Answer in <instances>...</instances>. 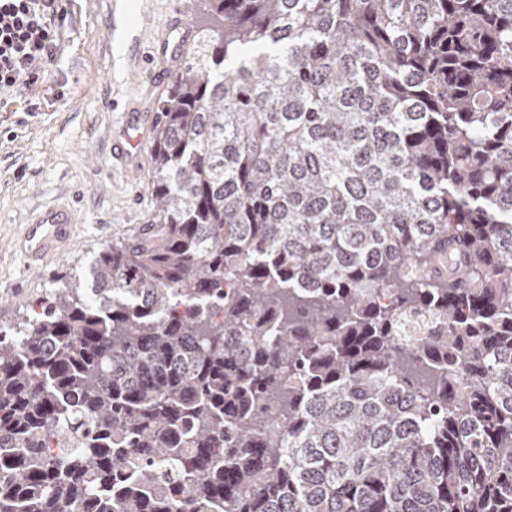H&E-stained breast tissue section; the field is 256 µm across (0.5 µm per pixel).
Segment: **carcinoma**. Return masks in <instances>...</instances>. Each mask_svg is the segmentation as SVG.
I'll use <instances>...</instances> for the list:
<instances>
[{
    "label": "carcinoma",
    "instance_id": "obj_1",
    "mask_svg": "<svg viewBox=\"0 0 512 512\" xmlns=\"http://www.w3.org/2000/svg\"><path fill=\"white\" fill-rule=\"evenodd\" d=\"M192 25L152 222L0 325V512H512V0Z\"/></svg>",
    "mask_w": 512,
    "mask_h": 512
}]
</instances>
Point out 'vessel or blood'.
I'll return each mask as SVG.
<instances>
[{
  "label": "vessel or blood",
  "mask_w": 512,
  "mask_h": 512,
  "mask_svg": "<svg viewBox=\"0 0 512 512\" xmlns=\"http://www.w3.org/2000/svg\"><path fill=\"white\" fill-rule=\"evenodd\" d=\"M187 34L186 14L177 12L166 37L156 50V64L147 67V76L139 83L142 95H150L160 87L170 65L169 55L176 53L181 38ZM154 120V115L140 110L138 102H129L125 107V132L112 144V159L118 162L122 170L141 171L144 138L139 130L150 126ZM78 222V211L71 202L63 201L45 207L31 218L22 233L14 239L13 249L24 257L27 269H38L48 255L62 252L69 246Z\"/></svg>",
  "instance_id": "vessel-or-blood-1"
}]
</instances>
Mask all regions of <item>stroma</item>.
Here are the masks:
<instances>
[{"label": "stroma", "mask_w": 512, "mask_h": 512, "mask_svg": "<svg viewBox=\"0 0 512 512\" xmlns=\"http://www.w3.org/2000/svg\"><path fill=\"white\" fill-rule=\"evenodd\" d=\"M202 0H68L58 49L35 91L0 108V324L45 297L55 278L86 272L95 252L149 223L147 179L112 166L120 109L135 97L137 57L151 51L174 9ZM80 222L73 242L29 270L11 241L32 215L65 199Z\"/></svg>", "instance_id": "1"}]
</instances>
